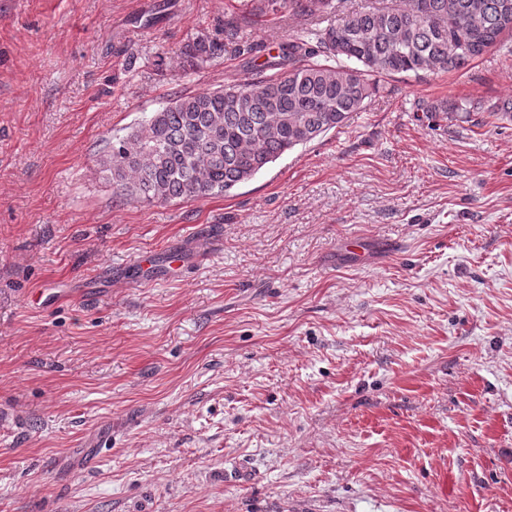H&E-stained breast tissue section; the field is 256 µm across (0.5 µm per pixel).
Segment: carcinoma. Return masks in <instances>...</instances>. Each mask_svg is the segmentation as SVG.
Listing matches in <instances>:
<instances>
[{
	"instance_id": "carcinoma-1",
	"label": "carcinoma",
	"mask_w": 512,
	"mask_h": 512,
	"mask_svg": "<svg viewBox=\"0 0 512 512\" xmlns=\"http://www.w3.org/2000/svg\"><path fill=\"white\" fill-rule=\"evenodd\" d=\"M247 14L224 23V40L200 34L180 50L195 72L231 54L252 63L258 47L241 32L249 17L311 19L255 68L256 78L195 93H176L122 136L112 137L99 165L118 198L146 204L221 196L280 156L342 126L391 74L459 70L512 38V0H404L337 15L336 0H249ZM461 123L459 103H414Z\"/></svg>"
}]
</instances>
